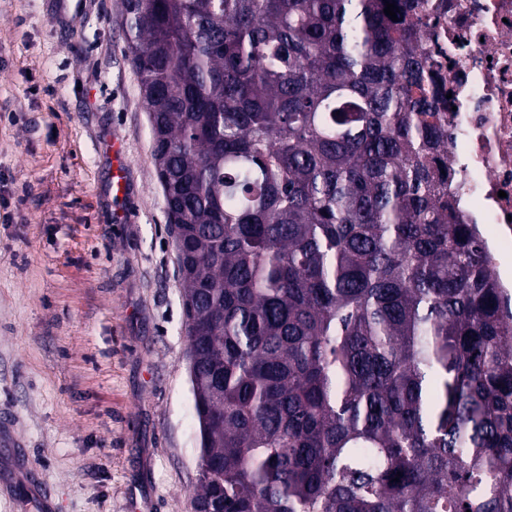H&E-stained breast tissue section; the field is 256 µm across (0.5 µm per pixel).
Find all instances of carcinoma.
<instances>
[{"label": "carcinoma", "mask_w": 512, "mask_h": 512, "mask_svg": "<svg viewBox=\"0 0 512 512\" xmlns=\"http://www.w3.org/2000/svg\"><path fill=\"white\" fill-rule=\"evenodd\" d=\"M417 7L126 0L209 512H512V292L437 193Z\"/></svg>", "instance_id": "carcinoma-1"}]
</instances>
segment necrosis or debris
Segmentation results:
<instances>
[{"instance_id":"4bbe7bcc","label":"necrosis or debris","mask_w":512,"mask_h":512,"mask_svg":"<svg viewBox=\"0 0 512 512\" xmlns=\"http://www.w3.org/2000/svg\"><path fill=\"white\" fill-rule=\"evenodd\" d=\"M417 26L448 97V188L468 224L512 233V0H423Z\"/></svg>"}]
</instances>
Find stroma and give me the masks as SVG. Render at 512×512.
I'll use <instances>...</instances> for the list:
<instances>
[{"label":"stroma","mask_w":512,"mask_h":512,"mask_svg":"<svg viewBox=\"0 0 512 512\" xmlns=\"http://www.w3.org/2000/svg\"><path fill=\"white\" fill-rule=\"evenodd\" d=\"M126 25L125 0H0V512H193L182 280ZM112 189L115 191V195L121 199H125L129 196L128 183L126 180V173L128 167L127 152L125 145L122 140H112Z\"/></svg>","instance_id":"35a3bbf8"}]
</instances>
